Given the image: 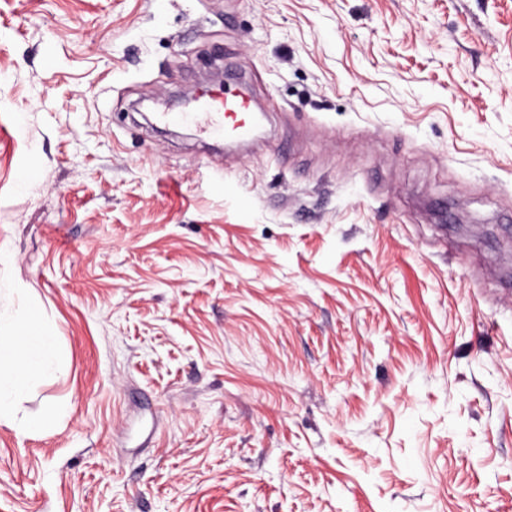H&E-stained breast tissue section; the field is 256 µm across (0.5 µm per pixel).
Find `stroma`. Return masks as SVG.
Masks as SVG:
<instances>
[{
  "label": "stroma",
  "instance_id": "1",
  "mask_svg": "<svg viewBox=\"0 0 512 512\" xmlns=\"http://www.w3.org/2000/svg\"><path fill=\"white\" fill-rule=\"evenodd\" d=\"M1 244L0 512H512V0H0ZM198 112H188V116L198 122L208 132L224 135V118L229 133L244 137L250 129V106L229 90L224 89L223 98L205 94L198 102ZM35 312L40 314L38 303L27 299L19 314L30 315L20 322L23 330L37 327ZM58 364V345L55 337L43 325L41 314L37 329L28 335H23L13 326L6 329L0 326V424L22 435L45 433L58 426L66 412L55 401H46L38 411L21 416H18L17 408V401Z\"/></svg>",
  "mask_w": 512,
  "mask_h": 512
}]
</instances>
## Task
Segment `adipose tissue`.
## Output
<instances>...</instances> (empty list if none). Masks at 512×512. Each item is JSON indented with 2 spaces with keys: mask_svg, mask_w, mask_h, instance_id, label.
I'll use <instances>...</instances> for the list:
<instances>
[{
  "mask_svg": "<svg viewBox=\"0 0 512 512\" xmlns=\"http://www.w3.org/2000/svg\"><path fill=\"white\" fill-rule=\"evenodd\" d=\"M60 362L58 345L45 326L30 334L0 328V424L22 435L55 429L65 416L59 403L49 400L30 414H19L17 402Z\"/></svg>",
  "mask_w": 512,
  "mask_h": 512,
  "instance_id": "1",
  "label": "adipose tissue"
}]
</instances>
